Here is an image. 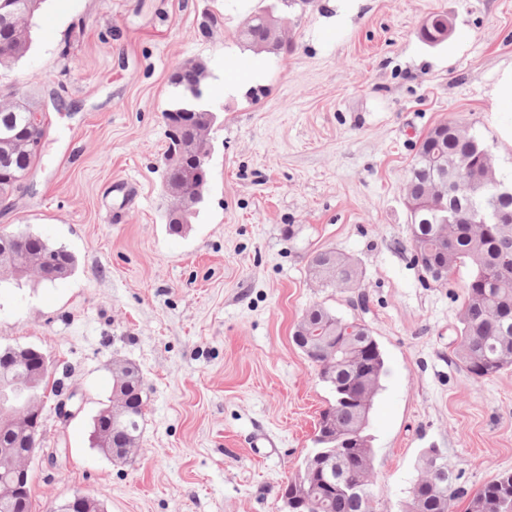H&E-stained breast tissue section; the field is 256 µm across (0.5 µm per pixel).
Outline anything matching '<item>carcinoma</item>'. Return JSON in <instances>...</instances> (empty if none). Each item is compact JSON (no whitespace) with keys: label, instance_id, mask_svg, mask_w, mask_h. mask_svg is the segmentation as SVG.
<instances>
[{"label":"carcinoma","instance_id":"1","mask_svg":"<svg viewBox=\"0 0 512 512\" xmlns=\"http://www.w3.org/2000/svg\"><path fill=\"white\" fill-rule=\"evenodd\" d=\"M43 0H0V66L23 57L31 44V23ZM238 38L254 49L266 38L262 12L240 30ZM208 65L201 59L177 64L170 78L175 98L163 119L170 127L171 150L180 153L178 167L168 171L170 181L180 183L183 192L203 202L207 179L195 175L197 158L210 150V143L197 138L198 129L207 123L209 94L206 81ZM22 106L0 110V197L7 199L21 189L20 177L33 167L38 153L28 142L41 137L44 129L28 122ZM483 142L471 129L451 121L431 128L423 137L404 184L407 207H415L418 216L411 224L413 252L424 277L439 265L455 275L466 270L462 286V304L454 349V364L475 384L491 379L512 368V223L494 224L489 214L494 201L481 191V183L493 177L503 181L496 168L485 167ZM465 156L469 162L472 193L453 188L455 174L448 175V198L439 203L426 187L441 174L432 156ZM459 212L465 224H442L443 211L438 205ZM39 246L45 253L43 281L67 278L75 268V256L64 246H51L36 235L16 234L8 241L14 263L24 266ZM309 275L322 288L347 290L360 286L355 259L336 249L316 253L309 265ZM299 348L319 370L320 377L332 391L333 402L322 411L316 427L315 448L301 461V490L295 507L289 512H370L368 495L372 494L370 475L374 452L368 435L374 398L385 370L381 348L372 357L359 348L375 341L372 331L359 319H344L330 308H309L295 326ZM125 374L119 366L112 369V394L124 395L122 412L116 422L97 424L104 447L127 448L139 444L144 419L143 380L136 366ZM441 459L432 458L431 450L419 458L420 477L411 488L407 512H453L456 502L467 500L466 512H512V472L504 471L471 491L460 476L448 471L440 491L431 494L427 486L438 480L436 468ZM358 485L357 495L336 489V481L325 482L329 470ZM12 492L0 496V512H32L31 484L26 491L16 490V483L0 468V488Z\"/></svg>","mask_w":512,"mask_h":512}]
</instances>
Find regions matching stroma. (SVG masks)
<instances>
[{
  "instance_id": "1",
  "label": "stroma",
  "mask_w": 512,
  "mask_h": 512,
  "mask_svg": "<svg viewBox=\"0 0 512 512\" xmlns=\"http://www.w3.org/2000/svg\"><path fill=\"white\" fill-rule=\"evenodd\" d=\"M259 0H44L25 56L0 91L46 111L29 190L0 202V233L28 231L77 258L69 278L0 287V348L31 347L74 394L48 397L32 456L33 512L75 493L105 512H286L281 490L313 448L332 400L292 341L316 304L363 320L386 374L369 432L378 512H402L427 448L476 489L512 471V370L472 383L449 357L462 279L425 281L413 261L403 183L427 131L457 120L512 175L487 121L496 69L512 64V0H366L339 14L313 0L288 25L291 50L236 38ZM224 17L203 31L205 13ZM454 32L430 46L427 17ZM205 60L223 118L209 194L170 233L163 113L176 64ZM258 73L259 96L224 86ZM352 255L357 290L321 288L324 249ZM144 377L139 449L115 462L92 422L114 363Z\"/></svg>"
}]
</instances>
